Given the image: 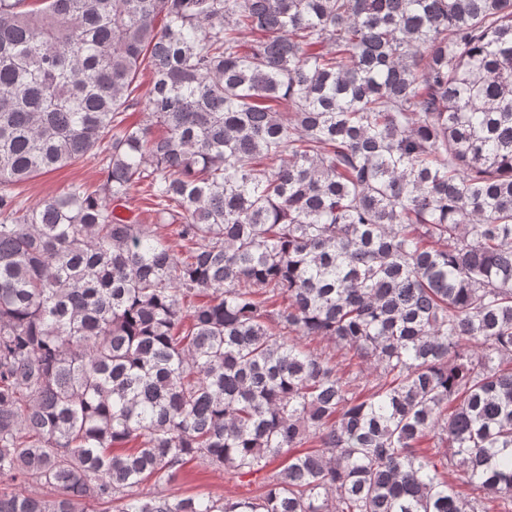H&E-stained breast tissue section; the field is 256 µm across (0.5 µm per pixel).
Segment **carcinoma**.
<instances>
[{
  "mask_svg": "<svg viewBox=\"0 0 512 512\" xmlns=\"http://www.w3.org/2000/svg\"><path fill=\"white\" fill-rule=\"evenodd\" d=\"M0 512H512V0H0ZM102 158L103 154L89 156L74 165L32 179L16 188L18 201L23 206H30L59 195L75 184L98 186L105 177ZM152 205L144 199L142 192L137 188L132 189L126 202H121L115 210L126 219L133 220L139 224H155L153 213L150 211ZM261 486V480L254 482V478L251 477L241 478L206 460L196 459L182 468L174 482L159 487V490L163 489L167 494L179 496L210 494L241 498L260 495L263 491Z\"/></svg>",
  "mask_w": 512,
  "mask_h": 512,
  "instance_id": "cac0c4a2",
  "label": "carcinoma"
}]
</instances>
